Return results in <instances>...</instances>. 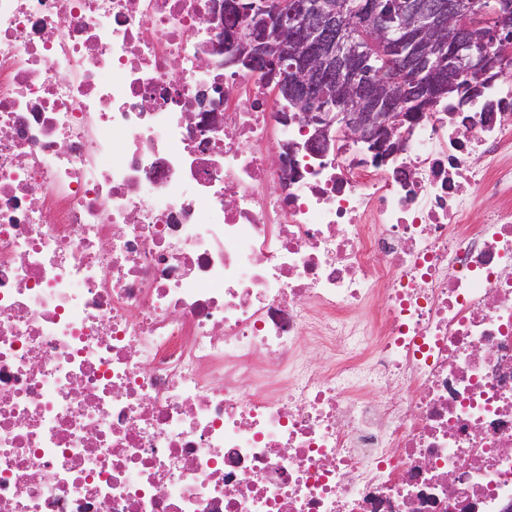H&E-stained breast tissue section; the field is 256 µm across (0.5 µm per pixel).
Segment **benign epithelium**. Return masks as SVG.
I'll return each mask as SVG.
<instances>
[{
  "mask_svg": "<svg viewBox=\"0 0 512 512\" xmlns=\"http://www.w3.org/2000/svg\"><path fill=\"white\" fill-rule=\"evenodd\" d=\"M248 20V32L224 31V15ZM226 65L263 74L277 97L297 111L289 119L308 135L305 147L328 153L343 135L378 159L398 153L401 130L425 118L403 111L416 97L442 94L461 78L483 83L498 55L487 46L463 66L466 46L448 28L479 34L474 0H363L352 14L348 0H217ZM380 58L388 60L381 68ZM299 144L283 147L286 160Z\"/></svg>",
  "mask_w": 512,
  "mask_h": 512,
  "instance_id": "1",
  "label": "benign epithelium"
}]
</instances>
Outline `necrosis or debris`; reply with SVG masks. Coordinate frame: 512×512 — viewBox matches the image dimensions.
I'll list each match as a JSON object with an SVG mask.
<instances>
[{"label":"necrosis or debris","instance_id":"necrosis-or-debris-1","mask_svg":"<svg viewBox=\"0 0 512 512\" xmlns=\"http://www.w3.org/2000/svg\"><path fill=\"white\" fill-rule=\"evenodd\" d=\"M212 4L0 0V512H512V50L287 172Z\"/></svg>","mask_w":512,"mask_h":512}]
</instances>
